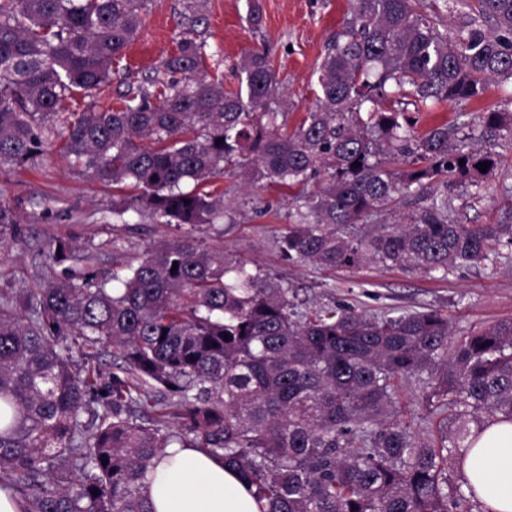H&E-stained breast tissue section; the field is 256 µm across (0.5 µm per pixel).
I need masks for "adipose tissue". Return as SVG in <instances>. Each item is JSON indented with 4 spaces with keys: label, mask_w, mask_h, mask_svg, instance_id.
Here are the masks:
<instances>
[{
    "label": "adipose tissue",
    "mask_w": 512,
    "mask_h": 512,
    "mask_svg": "<svg viewBox=\"0 0 512 512\" xmlns=\"http://www.w3.org/2000/svg\"><path fill=\"white\" fill-rule=\"evenodd\" d=\"M461 472L491 512H512V423L491 425ZM144 491L154 512H259L238 470L177 444L156 457Z\"/></svg>",
    "instance_id": "adipose-tissue-1"
}]
</instances>
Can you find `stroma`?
Listing matches in <instances>:
<instances>
[{
	"label": "stroma",
	"mask_w": 512,
	"mask_h": 512,
	"mask_svg": "<svg viewBox=\"0 0 512 512\" xmlns=\"http://www.w3.org/2000/svg\"><path fill=\"white\" fill-rule=\"evenodd\" d=\"M354 0H151L135 41L127 48L102 104H110L128 85L155 76L173 55L187 29L204 42L210 76L225 89L238 86L236 67L249 53L268 49L278 81L275 106L287 128H294L316 98L319 64L328 43L343 29ZM261 21L251 24L250 8ZM494 109L512 113V84H491L478 100L441 102L420 110L416 133L455 119L473 122ZM498 169L481 188L461 190L453 216L464 224H493L512 203V140L499 141ZM245 173L227 175L214 185L224 193L227 218L197 227L201 246L246 260L252 270L298 290V310L348 304L369 314L389 309L428 307L448 315L454 330L479 328L512 318V260L458 268L449 273L388 267L374 260L336 271L285 261L279 249L288 231L293 193L279 186L257 189ZM133 193L128 184L93 179L73 167L52 146L28 163L0 166V204L11 206L23 231L15 241L0 233V289L36 290L64 271L105 281L113 270L137 263L151 246L171 239L175 227L148 215L124 211ZM428 198H407L393 210L356 224L355 236L370 237L414 216ZM69 239L73 256L56 262L50 244Z\"/></svg>",
	"instance_id": "obj_1"
}]
</instances>
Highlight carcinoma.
I'll use <instances>...</instances> for the list:
<instances>
[{
    "instance_id": "carcinoma-1",
    "label": "carcinoma",
    "mask_w": 512,
    "mask_h": 512,
    "mask_svg": "<svg viewBox=\"0 0 512 512\" xmlns=\"http://www.w3.org/2000/svg\"><path fill=\"white\" fill-rule=\"evenodd\" d=\"M147 10L148 0H0V164L29 161L55 135L89 176L133 185L127 208L186 229L114 273L115 293L69 274L0 293V488L22 512H152L143 483L176 441L237 469L260 512H476L455 474L462 449L512 422V319L454 339L439 309L299 312L295 289L189 235L226 210L224 193L183 184L252 168L258 182L299 189L281 254L321 269L370 256L447 273L501 257L512 207L498 224H458L451 201L493 173L512 113L417 136L405 105L476 100L512 82V0H475L451 30L436 0H355L320 63L316 106L292 131L270 108L268 50L250 53L239 90L226 92L190 36L165 77L98 104ZM77 94L92 99L79 112L67 103ZM433 182L440 191L410 223L344 236ZM0 228L21 235L5 205ZM99 345L122 360L105 382ZM73 350L85 356L77 372ZM411 380L429 388L424 435L400 403ZM164 391L177 399L155 396ZM95 402L100 423L87 436ZM133 406L152 425L127 416Z\"/></svg>"
}]
</instances>
